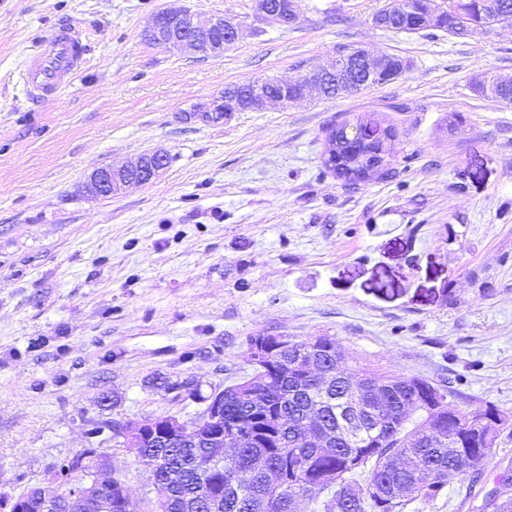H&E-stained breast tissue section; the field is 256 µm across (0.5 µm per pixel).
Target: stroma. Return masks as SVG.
Here are the masks:
<instances>
[{"label": "stroma", "instance_id": "1", "mask_svg": "<svg viewBox=\"0 0 512 512\" xmlns=\"http://www.w3.org/2000/svg\"><path fill=\"white\" fill-rule=\"evenodd\" d=\"M386 0H298L268 24L255 0H0V512L86 447L88 423L189 420L202 391L253 371L257 334L327 336L349 366L427 379L448 406L494 403L512 421V25L465 36L376 27ZM165 7L234 16L239 40L203 56L147 43ZM62 21L88 39L56 98L18 82L32 43ZM397 55L407 70L355 95L190 119L224 87L294 79L338 48ZM392 127L387 174L356 186L325 167L327 131L358 116ZM163 151L145 185L91 199V167ZM116 394L117 405L103 403ZM142 512L150 474L107 443ZM512 467V425L477 486L449 477L405 512H482ZM478 91L497 101L512 104V80H501L495 76H484L478 83Z\"/></svg>", "mask_w": 512, "mask_h": 512}]
</instances>
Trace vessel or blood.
<instances>
[{
  "instance_id": "vessel-or-blood-1",
  "label": "vessel or blood",
  "mask_w": 512,
  "mask_h": 512,
  "mask_svg": "<svg viewBox=\"0 0 512 512\" xmlns=\"http://www.w3.org/2000/svg\"><path fill=\"white\" fill-rule=\"evenodd\" d=\"M87 47L74 27L62 24L37 40L25 56L21 79L30 99L56 95L80 73Z\"/></svg>"
}]
</instances>
